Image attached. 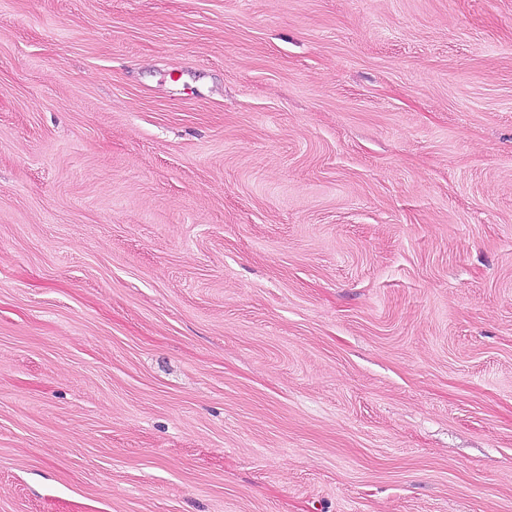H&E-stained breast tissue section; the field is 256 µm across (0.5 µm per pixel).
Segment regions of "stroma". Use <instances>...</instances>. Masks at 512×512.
I'll return each instance as SVG.
<instances>
[{
    "mask_svg": "<svg viewBox=\"0 0 512 512\" xmlns=\"http://www.w3.org/2000/svg\"><path fill=\"white\" fill-rule=\"evenodd\" d=\"M0 512H512V0H0Z\"/></svg>",
    "mask_w": 512,
    "mask_h": 512,
    "instance_id": "35a3bbf8",
    "label": "stroma"
}]
</instances>
